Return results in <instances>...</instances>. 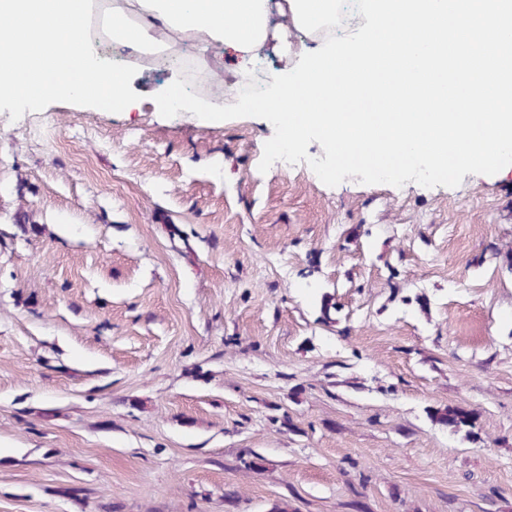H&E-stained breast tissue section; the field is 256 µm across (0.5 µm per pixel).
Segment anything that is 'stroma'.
I'll use <instances>...</instances> for the list:
<instances>
[{
	"label": "stroma",
	"instance_id": "35a3bbf8",
	"mask_svg": "<svg viewBox=\"0 0 512 512\" xmlns=\"http://www.w3.org/2000/svg\"><path fill=\"white\" fill-rule=\"evenodd\" d=\"M128 73L0 99V512H512V166L263 173ZM434 419L441 425L448 428L459 430L463 427L473 429L476 424V415L469 409L462 406H448L447 408L436 410Z\"/></svg>",
	"mask_w": 512,
	"mask_h": 512
}]
</instances>
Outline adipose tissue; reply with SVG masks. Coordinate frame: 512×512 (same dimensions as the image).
Instances as JSON below:
<instances>
[{
	"instance_id": "obj_1",
	"label": "adipose tissue",
	"mask_w": 512,
	"mask_h": 512,
	"mask_svg": "<svg viewBox=\"0 0 512 512\" xmlns=\"http://www.w3.org/2000/svg\"><path fill=\"white\" fill-rule=\"evenodd\" d=\"M97 0H0V98L47 96L128 103V75L90 68L85 36ZM112 45L133 55L220 49L211 73L219 91L248 80L261 53L295 30L289 0H112Z\"/></svg>"
}]
</instances>
